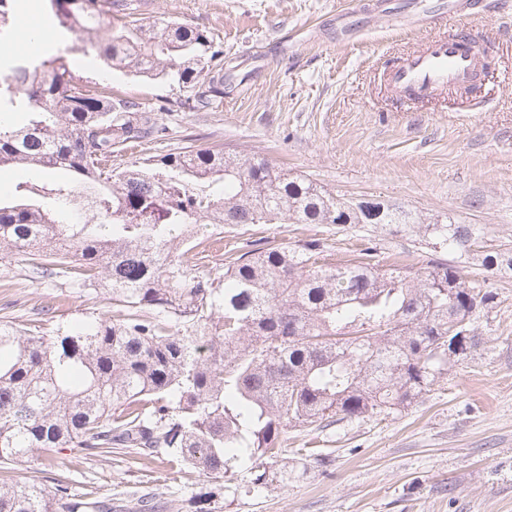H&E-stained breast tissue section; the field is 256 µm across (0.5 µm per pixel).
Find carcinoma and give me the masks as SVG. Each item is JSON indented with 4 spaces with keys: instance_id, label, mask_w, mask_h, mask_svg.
Returning a JSON list of instances; mask_svg holds the SVG:
<instances>
[{
    "instance_id": "obj_1",
    "label": "carcinoma",
    "mask_w": 512,
    "mask_h": 512,
    "mask_svg": "<svg viewBox=\"0 0 512 512\" xmlns=\"http://www.w3.org/2000/svg\"><path fill=\"white\" fill-rule=\"evenodd\" d=\"M16 0H0V168L42 170L0 198V261L101 289L126 314L89 312L52 331L0 323V512H112L13 478V464L62 448L105 459L131 448L214 478L244 468L248 489L296 478L282 435L337 417L384 418L448 374V337L477 351L480 313L495 294L455 265L414 271L364 260L329 266L313 239L254 248L210 269L184 256L209 227L368 224L421 232L465 251L470 224L426 220L399 204L370 216L312 180L220 146L112 167L115 149L164 136L157 108L73 75L52 49L30 65L12 49ZM58 31L108 67L172 78L198 112L224 102L221 52L196 27L141 24L128 0H49ZM110 35L103 37L104 30ZM92 191L96 221H71L73 186ZM304 466L329 455L297 448Z\"/></svg>"
}]
</instances>
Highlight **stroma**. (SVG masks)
I'll return each instance as SVG.
<instances>
[{"label": "stroma", "mask_w": 512, "mask_h": 512, "mask_svg": "<svg viewBox=\"0 0 512 512\" xmlns=\"http://www.w3.org/2000/svg\"><path fill=\"white\" fill-rule=\"evenodd\" d=\"M136 0L137 18L175 19L209 31L233 76L210 112L185 106V88L112 71L84 55L74 38L57 40L77 79L165 105V137L117 153L114 166L182 150L221 145L261 155L350 198L402 204L426 216L474 225L469 251H433L418 236L386 229L337 230L330 224H255L214 229L234 246L318 239L327 262L356 259L373 243L385 264L416 269L432 260L463 268L495 293L478 322L484 342L474 357L397 416L341 420L288 430L286 450L318 448L332 459L280 488L247 494L233 479L173 473L159 459L114 450L84 460L76 448L52 467L18 465L25 481L60 476L71 494L111 500L112 512H194L200 494L221 512H512V272L486 269L485 255H512V0L469 8L458 23L483 24L496 50L482 84L464 96L413 106L391 99L379 80L390 59L444 31L415 0ZM116 318L123 310L100 292L32 273L24 259L0 265V320L52 330L82 313Z\"/></svg>", "instance_id": "stroma-1"}]
</instances>
